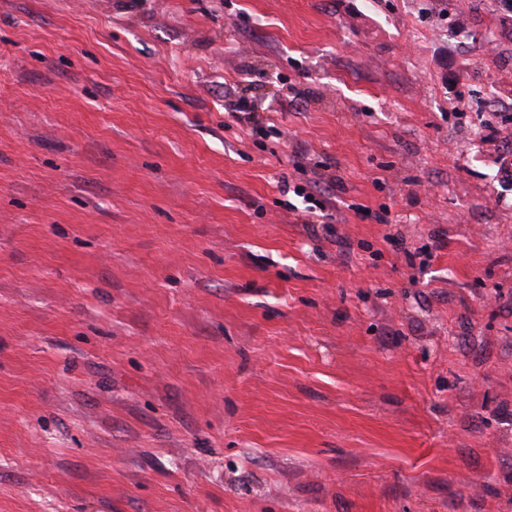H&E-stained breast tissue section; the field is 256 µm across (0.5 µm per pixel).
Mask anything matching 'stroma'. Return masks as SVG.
<instances>
[{
	"label": "stroma",
	"mask_w": 512,
	"mask_h": 512,
	"mask_svg": "<svg viewBox=\"0 0 512 512\" xmlns=\"http://www.w3.org/2000/svg\"><path fill=\"white\" fill-rule=\"evenodd\" d=\"M0 512H512V12L0 0ZM309 191L300 186L293 189L294 195L302 197L308 204L300 211L303 224L324 223L323 219H332V214L325 213L327 205L336 196V190L341 189L340 179L335 177H318L311 181Z\"/></svg>",
	"instance_id": "1"
}]
</instances>
